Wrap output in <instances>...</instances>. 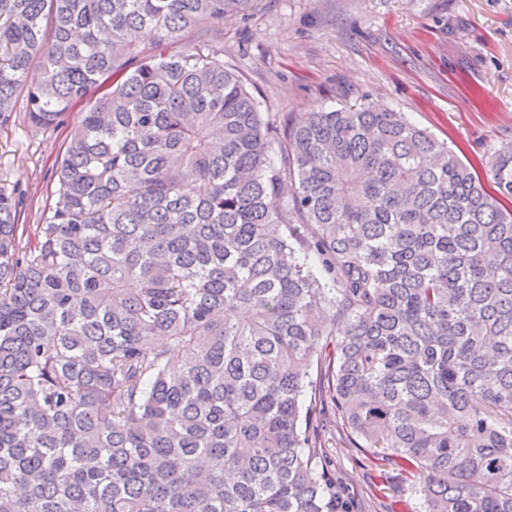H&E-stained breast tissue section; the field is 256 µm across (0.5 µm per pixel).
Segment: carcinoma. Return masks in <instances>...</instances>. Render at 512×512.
Segmentation results:
<instances>
[{
	"mask_svg": "<svg viewBox=\"0 0 512 512\" xmlns=\"http://www.w3.org/2000/svg\"><path fill=\"white\" fill-rule=\"evenodd\" d=\"M252 3L0 0V126L86 103L34 243L0 189V512H353L333 423L512 512V142L276 121L209 38Z\"/></svg>",
	"mask_w": 512,
	"mask_h": 512,
	"instance_id": "obj_1",
	"label": "carcinoma"
}]
</instances>
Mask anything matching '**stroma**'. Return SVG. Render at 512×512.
<instances>
[{"mask_svg":"<svg viewBox=\"0 0 512 512\" xmlns=\"http://www.w3.org/2000/svg\"><path fill=\"white\" fill-rule=\"evenodd\" d=\"M225 63L263 111L283 116L361 101L406 113L476 162L512 141V0H255L217 23ZM83 105L60 125L30 126L24 107L0 127V188L35 229L55 206L54 171ZM336 486L356 512H420L399 472L337 441Z\"/></svg>","mask_w":512,"mask_h":512,"instance_id":"stroma-1","label":"stroma"}]
</instances>
